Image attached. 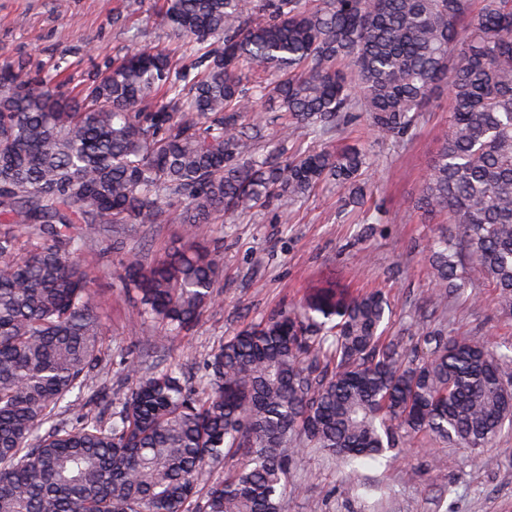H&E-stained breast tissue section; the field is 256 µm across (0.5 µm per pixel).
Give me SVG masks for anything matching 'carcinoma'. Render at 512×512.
Here are the masks:
<instances>
[{"label": "carcinoma", "mask_w": 512, "mask_h": 512, "mask_svg": "<svg viewBox=\"0 0 512 512\" xmlns=\"http://www.w3.org/2000/svg\"><path fill=\"white\" fill-rule=\"evenodd\" d=\"M175 49L128 52L66 101L0 65V512H284L291 466L316 448L355 470L426 435L490 448L512 423V355L434 327L384 339L387 303L328 286L242 327L198 390L166 367L138 378L112 423L84 397L103 324L86 255L99 236L184 202L180 245L123 249L136 317L176 336L217 304L198 245L220 217L322 183L351 190L371 158L323 147L364 112L381 141L418 128L449 91L418 204L459 237L428 245L442 308L474 259L512 314V0H165ZM284 112L274 147L241 118ZM314 144L282 161L285 145ZM73 422H61L64 411ZM242 464L200 485L228 456Z\"/></svg>", "instance_id": "1"}]
</instances>
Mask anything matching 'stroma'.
<instances>
[{
    "label": "stroma",
    "instance_id": "obj_1",
    "mask_svg": "<svg viewBox=\"0 0 512 512\" xmlns=\"http://www.w3.org/2000/svg\"><path fill=\"white\" fill-rule=\"evenodd\" d=\"M0 0V63L21 57L43 60L52 73L79 86L133 49L174 48L162 17L163 0ZM448 125V99L437 91L412 137L378 141L366 115L345 125L337 146L359 144L374 163L367 172L362 205L348 206L343 193L324 184L295 204L287 223L279 203L217 222L201 243L222 266L215 292L219 304L192 330L151 342L154 324L132 320V302L117 278L121 253L109 239L92 243L91 288L106 319L104 355L92 373L94 389L120 402L134 387L126 365L140 373L179 368L189 387L200 388L204 360L213 348L246 323L290 311L313 288L327 283L354 294L380 292L389 312L386 335L415 344L418 327L445 322L454 337L479 336L498 351H512V314L501 312L490 284L471 261L458 269L460 290L446 308L432 313L428 241L456 233L446 214L416 205L439 139ZM382 210L383 221L364 227L366 213ZM180 204L167 207L157 224L129 225L125 245L142 247L147 260L163 255L182 233ZM493 465L465 448L430 438L405 441L397 459L361 467L358 480L385 489L381 512H512V431L499 436ZM286 512H362L343 467L317 452L301 455L289 473Z\"/></svg>",
    "mask_w": 512,
    "mask_h": 512
}]
</instances>
